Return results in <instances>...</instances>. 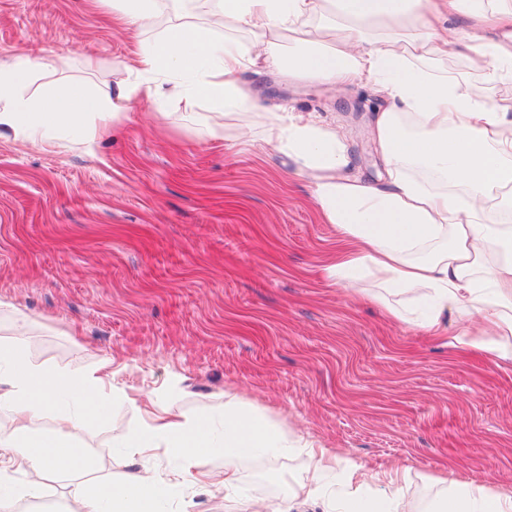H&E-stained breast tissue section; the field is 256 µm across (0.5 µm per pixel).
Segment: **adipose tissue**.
<instances>
[{
    "label": "adipose tissue",
    "instance_id": "obj_1",
    "mask_svg": "<svg viewBox=\"0 0 512 512\" xmlns=\"http://www.w3.org/2000/svg\"><path fill=\"white\" fill-rule=\"evenodd\" d=\"M206 25L177 16L153 37L139 41L132 67L141 82H119L98 95L73 83L37 99L19 95L35 72H50L45 57L0 60V130L39 147H53L64 131L93 138L132 100L194 116L200 99L224 109L251 112L256 100L240 84L245 70L265 64L297 78L330 85L362 81L385 97L371 133L386 161L388 179L379 188L343 176L346 148L335 131L312 114H271L264 140L313 178L312 196L340 248L329 268L337 285L374 271L385 288L424 305L423 327H438L453 312L452 344L512 360V225L497 220L512 197V98L490 102L487 87L512 82V0H212ZM294 34L285 52L279 31ZM461 49L478 76L471 82L441 67L449 48ZM172 77L164 91L162 80ZM422 165L452 190H432L408 173ZM128 400L113 385L107 365L89 374L32 365L22 340L0 343V472L25 471L36 491L60 475L81 472L86 450L75 432L103 416V391ZM70 408L59 409L61 399ZM148 399L137 427L122 447L145 456L157 448L180 452L179 477L201 487L235 491L239 462L254 455L290 457L303 452L307 469L288 497L289 512L321 502L335 512L319 486L336 466L334 449L289 438L276 425L235 403L223 417H189L157 411ZM54 426L33 435L44 415ZM224 451V466L208 460ZM162 489L148 471L119 483L85 481L65 512H160ZM437 512H512V494H472L459 489Z\"/></svg>",
    "mask_w": 512,
    "mask_h": 512
}]
</instances>
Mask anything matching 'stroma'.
<instances>
[{
    "label": "stroma",
    "mask_w": 512,
    "mask_h": 512,
    "mask_svg": "<svg viewBox=\"0 0 512 512\" xmlns=\"http://www.w3.org/2000/svg\"><path fill=\"white\" fill-rule=\"evenodd\" d=\"M134 50L102 0H0V56L54 61L23 96L71 82L107 93L131 80ZM242 81L262 112H315L346 130L345 175L383 185L368 132L383 104L373 87L273 68ZM152 111L130 102L88 144L69 133L39 149L0 134V341L24 327L29 361L80 375L111 360L130 396L78 432L86 478L147 467L175 482V449L139 460L119 445L138 422L131 398L175 377L167 409L218 416L233 399L341 463L398 466L418 512H432L447 469L476 492L512 490V362L449 348L454 314L437 333L391 320L367 299L372 273L332 285L336 231L313 204L311 177L264 144L259 116L226 115L214 140L201 117L157 123ZM306 465L301 453L251 457L236 491L191 486L162 507L247 512L255 495L283 499Z\"/></svg>",
    "instance_id": "obj_1"
}]
</instances>
